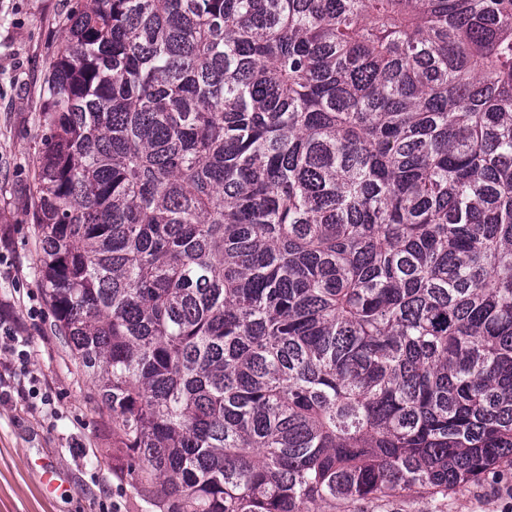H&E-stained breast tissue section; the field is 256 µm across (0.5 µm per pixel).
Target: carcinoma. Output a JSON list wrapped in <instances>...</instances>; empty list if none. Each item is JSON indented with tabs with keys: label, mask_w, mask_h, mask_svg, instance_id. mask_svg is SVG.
I'll list each match as a JSON object with an SVG mask.
<instances>
[{
	"label": "carcinoma",
	"mask_w": 512,
	"mask_h": 512,
	"mask_svg": "<svg viewBox=\"0 0 512 512\" xmlns=\"http://www.w3.org/2000/svg\"><path fill=\"white\" fill-rule=\"evenodd\" d=\"M34 223L165 512L512 471V0H74Z\"/></svg>",
	"instance_id": "cac0c4a2"
}]
</instances>
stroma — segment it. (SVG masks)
Segmentation results:
<instances>
[{
  "label": "stroma",
  "instance_id": "obj_1",
  "mask_svg": "<svg viewBox=\"0 0 512 512\" xmlns=\"http://www.w3.org/2000/svg\"><path fill=\"white\" fill-rule=\"evenodd\" d=\"M72 0H0V255L15 279L0 302L27 339L30 369L51 392V405L18 395L0 400V512H160L155 496L117 474L119 440L91 378L74 362L39 277L31 216L34 162L44 134L46 63L62 43ZM62 486L47 492L43 466ZM512 501V471L461 487L441 504L428 497L363 501L350 512H502Z\"/></svg>",
  "mask_w": 512,
  "mask_h": 512
}]
</instances>
